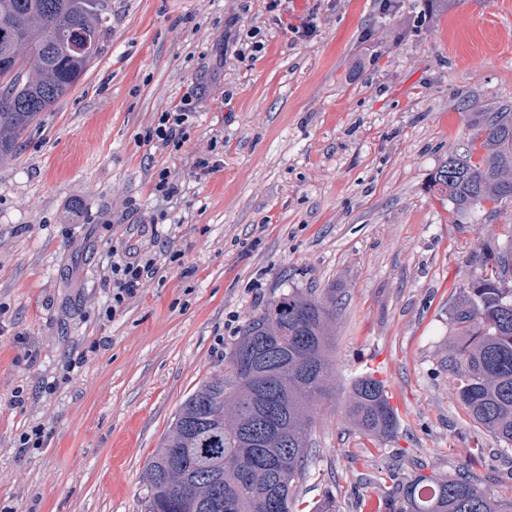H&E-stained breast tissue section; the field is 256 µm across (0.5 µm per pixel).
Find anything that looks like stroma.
Wrapping results in <instances>:
<instances>
[{
	"label": "stroma",
	"instance_id": "1",
	"mask_svg": "<svg viewBox=\"0 0 512 512\" xmlns=\"http://www.w3.org/2000/svg\"><path fill=\"white\" fill-rule=\"evenodd\" d=\"M108 0L98 57L0 163V512H144L145 464L249 317L332 288L336 396L316 416L296 512H342L415 474L512 495V447L466 414L450 308L512 204L454 224L433 185L471 115L512 106V0ZM316 15L314 36L291 26ZM261 28L238 57L230 27ZM202 90L181 149L138 138ZM216 161L207 176L195 161ZM185 186L159 217L160 170ZM147 224L159 272L112 307L101 256ZM384 382L396 434L344 419L348 383ZM21 403H12L14 393ZM44 427V447L19 438ZM262 37L263 35L261 34V29L258 27L248 30L243 39H239L238 34V37L235 39H239L238 42L236 41L238 48L235 50V52L237 55L244 57L246 55L257 56L256 53H261L265 48V43Z\"/></svg>",
	"mask_w": 512,
	"mask_h": 512
}]
</instances>
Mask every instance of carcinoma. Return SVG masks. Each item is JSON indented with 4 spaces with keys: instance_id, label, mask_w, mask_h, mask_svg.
Listing matches in <instances>:
<instances>
[{
    "instance_id": "carcinoma-1",
    "label": "carcinoma",
    "mask_w": 512,
    "mask_h": 512,
    "mask_svg": "<svg viewBox=\"0 0 512 512\" xmlns=\"http://www.w3.org/2000/svg\"><path fill=\"white\" fill-rule=\"evenodd\" d=\"M105 0H0V161L26 130L82 78L100 50ZM477 134L451 151L433 185L461 224L512 202V107L479 112ZM512 243L491 251L451 309L459 336L448 360L472 420L512 445ZM336 292L293 289L250 318L224 374L199 384L173 417L144 471L145 512H293L312 458L315 414L333 396ZM345 419L372 437L400 420L383 383L365 372L348 383ZM388 512H512L469 476L419 474L385 502Z\"/></svg>"
}]
</instances>
